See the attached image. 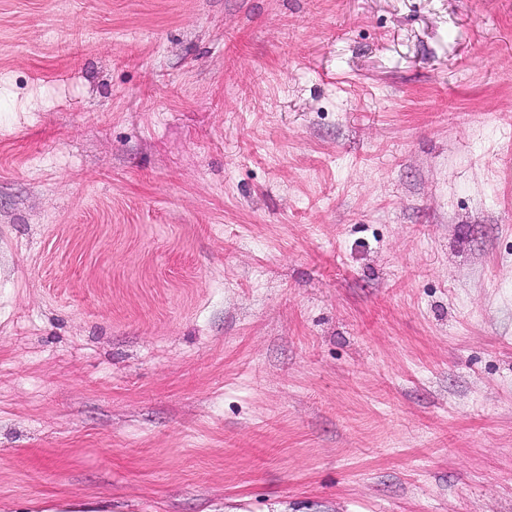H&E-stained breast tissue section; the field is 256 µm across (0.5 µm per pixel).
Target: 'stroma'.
I'll return each instance as SVG.
<instances>
[{
	"label": "stroma",
	"instance_id": "obj_1",
	"mask_svg": "<svg viewBox=\"0 0 512 512\" xmlns=\"http://www.w3.org/2000/svg\"><path fill=\"white\" fill-rule=\"evenodd\" d=\"M0 512H512V0H0Z\"/></svg>",
	"mask_w": 512,
	"mask_h": 512
}]
</instances>
